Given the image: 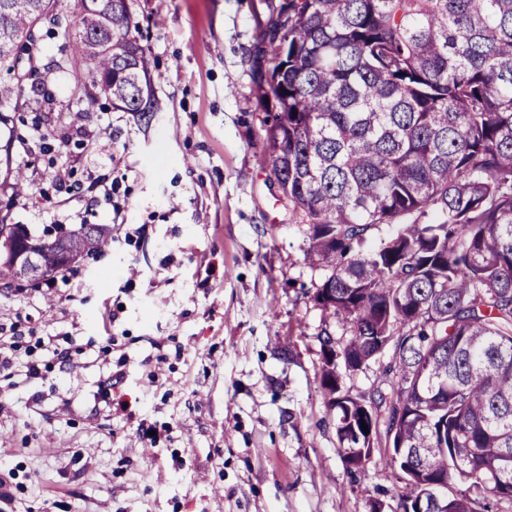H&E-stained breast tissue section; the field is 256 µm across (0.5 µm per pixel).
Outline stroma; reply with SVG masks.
<instances>
[{
	"instance_id": "1",
	"label": "stroma",
	"mask_w": 512,
	"mask_h": 512,
	"mask_svg": "<svg viewBox=\"0 0 512 512\" xmlns=\"http://www.w3.org/2000/svg\"><path fill=\"white\" fill-rule=\"evenodd\" d=\"M129 5L156 112L76 102L47 69L4 108L0 160L29 186L13 195L0 164L9 223L107 225L112 246L70 279L0 285V323L20 332L0 373V512H395L405 484L383 440L367 473L343 460L318 336L348 333L316 304L325 272L268 179L249 95L266 0Z\"/></svg>"
}]
</instances>
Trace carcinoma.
<instances>
[{
    "label": "carcinoma",
    "mask_w": 512,
    "mask_h": 512,
    "mask_svg": "<svg viewBox=\"0 0 512 512\" xmlns=\"http://www.w3.org/2000/svg\"><path fill=\"white\" fill-rule=\"evenodd\" d=\"M0 0V104L37 69L36 22L74 31L66 73L79 100L106 82L124 112L155 111L148 49L127 0ZM251 56L267 112L269 179L327 270L315 300L347 327L319 335L322 387L344 461L365 471L385 437L421 512L512 501V0H276ZM434 212L437 221L422 218ZM395 232L371 250V231ZM43 255L105 251L82 224ZM336 350H331V346ZM391 349L394 380L359 398L343 372ZM368 431H363L362 426ZM459 477L479 496L452 490Z\"/></svg>",
    "instance_id": "obj_1"
}]
</instances>
